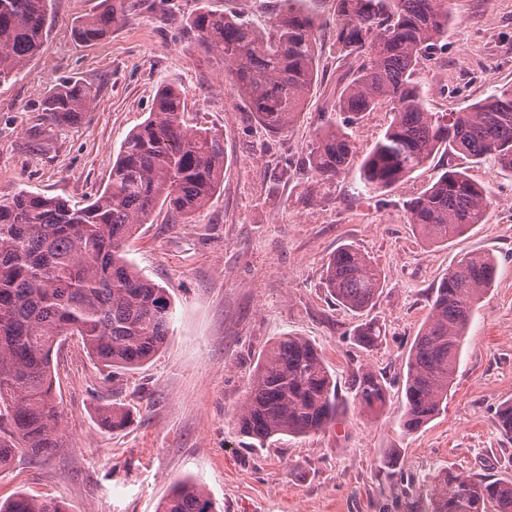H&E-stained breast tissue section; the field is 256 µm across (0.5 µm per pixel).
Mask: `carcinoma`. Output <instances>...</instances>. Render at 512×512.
I'll return each instance as SVG.
<instances>
[{
  "mask_svg": "<svg viewBox=\"0 0 512 512\" xmlns=\"http://www.w3.org/2000/svg\"><path fill=\"white\" fill-rule=\"evenodd\" d=\"M302 0H280L269 27L201 8L186 34L218 56L238 95L260 122L279 133L297 121L317 80L316 17ZM49 0H0V83L19 74L44 44ZM135 4L102 0V9L76 24L74 36L92 43L124 22ZM447 0H338L336 45L357 67L336 96L342 121L320 126L308 145L307 172L329 179L350 164L346 132L355 117L392 104V121L360 165V180L385 193L424 165L440 148L473 160L491 158L512 172V87L459 112H431L415 75L448 34ZM96 90L64 81L44 102L53 125L78 119ZM224 179V131L190 125L180 90L157 91L148 118L122 143L103 192L85 203L27 190L0 195V472L18 452L37 458L63 447L52 353L64 336L77 335L88 355L106 367L132 370L158 354L169 333L171 303L162 286L141 276L125 243L157 205L174 218L199 213ZM492 199L458 167L405 205L406 220L431 244H446L486 221ZM496 259L465 255L435 288L430 311L410 350L401 429L415 432L444 410L474 310L493 284ZM336 302L355 312L373 306L382 273L346 245L323 271ZM385 333L362 323L354 340L366 350ZM388 387L376 374L352 376L339 393L322 351L288 334L257 365L236 415L239 432L262 444L277 435L327 429L353 404L377 412ZM114 429L128 415L99 407ZM500 433L512 439V405L496 412ZM0 512H67L60 502L25 492L1 502ZM159 512H214L205 487L191 480L171 487ZM426 512H512V481L448 473L429 485Z\"/></svg>",
  "mask_w": 512,
  "mask_h": 512,
  "instance_id": "carcinoma-1",
  "label": "carcinoma"
}]
</instances>
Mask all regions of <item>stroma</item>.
I'll list each match as a JSON object with an SVG mask.
<instances>
[{
    "mask_svg": "<svg viewBox=\"0 0 512 512\" xmlns=\"http://www.w3.org/2000/svg\"><path fill=\"white\" fill-rule=\"evenodd\" d=\"M100 2L51 0L42 49L0 83V193L93 198L163 85L181 90L189 122L223 129L224 181L189 222H171L159 208L126 243L137 270L169 293L164 347L111 376L77 337L63 342L53 365L64 445L41 459L17 454L0 473V500L26 492L68 512H158L174 482L194 480L215 512H424L426 486L442 471L512 480V440L495 419L512 404V172L439 150L388 192H366L360 163L392 120L382 104L349 127L345 171L308 178V144L353 65L336 54L337 0L303 4L319 20L318 80L297 123L277 134L183 28L203 6L261 28L278 0H171L167 11L139 0L123 25L82 44L73 29ZM448 14V35L420 74L433 112L512 86V0H448ZM65 80L92 84L97 98L78 121L52 127L42 101ZM451 165L484 185L493 205L485 223L430 245L406 223L405 204ZM346 245L383 274L375 304L361 313L337 304L321 278ZM469 252L496 257L495 281L474 313L447 407L402 432L409 350L434 288ZM369 320L385 330L371 350L353 339ZM288 333L322 350L339 390L360 368L382 376L384 409L352 406L325 431L261 446L243 437L234 416L257 364ZM112 403L130 414L123 428L100 421L99 407Z\"/></svg>",
    "mask_w": 512,
    "mask_h": 512,
    "instance_id": "1",
    "label": "stroma"
}]
</instances>
